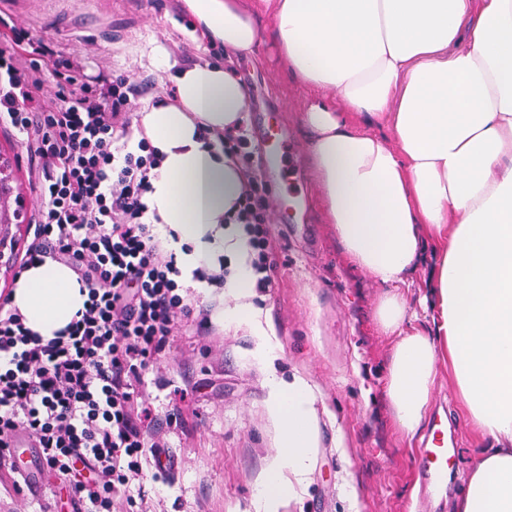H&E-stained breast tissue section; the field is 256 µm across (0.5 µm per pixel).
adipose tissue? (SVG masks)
<instances>
[{"mask_svg":"<svg viewBox=\"0 0 512 512\" xmlns=\"http://www.w3.org/2000/svg\"><path fill=\"white\" fill-rule=\"evenodd\" d=\"M185 3L207 41L236 54H253L257 20L270 18L282 64L316 92L300 120L328 220L346 256L386 289L376 316L398 336L386 377L394 420L414 437L448 367L470 424L491 441L456 512H512V0ZM151 59L174 71L177 100L132 128V142L149 139L162 158L145 220L191 245L177 255L185 270L227 252L230 287H247V237L231 221L246 176L222 140L249 111V88L221 65H179L162 43ZM429 246L439 254L431 334L406 328L402 292ZM85 299L74 270L48 259L20 274L11 305L48 339ZM269 409L281 434L261 512H276L288 493L281 471L306 473L316 446L303 384L272 381Z\"/></svg>","mask_w":512,"mask_h":512,"instance_id":"ef3b65f1","label":"adipose tissue"}]
</instances>
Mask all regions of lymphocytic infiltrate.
<instances>
[{
	"instance_id": "f902f5d3",
	"label": "lymphocytic infiltrate",
	"mask_w": 512,
	"mask_h": 512,
	"mask_svg": "<svg viewBox=\"0 0 512 512\" xmlns=\"http://www.w3.org/2000/svg\"><path fill=\"white\" fill-rule=\"evenodd\" d=\"M45 68L53 77L47 99ZM140 97L138 82L88 75L44 37L0 17V125L37 171L38 206L18 267L68 264L87 293L48 340L0 293V483L16 486L9 454L23 437L88 512H115L148 467H161L143 374L179 326L208 327L188 301L174 249L144 220L158 152L145 138L136 151L121 147ZM250 146L242 133L224 141L247 173L234 221L249 237L253 286L267 292L277 285L270 202Z\"/></svg>"
}]
</instances>
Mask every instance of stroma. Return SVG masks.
<instances>
[{"label": "stroma", "instance_id": "1", "mask_svg": "<svg viewBox=\"0 0 512 512\" xmlns=\"http://www.w3.org/2000/svg\"><path fill=\"white\" fill-rule=\"evenodd\" d=\"M11 16L71 54L91 73L138 78L146 101L166 98L170 77L152 65V42L165 43L184 65L226 64L247 81L252 107L243 128L284 129L285 177L267 182L273 201L270 261L278 277L268 292L194 288L190 300L210 311L207 335L178 331L144 380L175 471L131 487L129 512H257L256 491L274 461L280 431L269 411L270 382L307 386L317 428L309 469L283 470L290 491L278 512H453L474 457L488 442L468 422L447 371H440L431 410H445L455 439V469L445 499L419 490L410 461L425 435L407 438L385 389L396 342L376 321L383 287L355 268L319 202L299 122L315 92L283 66L274 41L256 55L230 56L202 40L182 0H0ZM436 263L425 252L403 288L415 326L432 327L426 304ZM252 303L251 322L228 310ZM189 407L169 413L179 399ZM0 512H72L67 494L0 497Z\"/></svg>", "mask_w": 512, "mask_h": 512}]
</instances>
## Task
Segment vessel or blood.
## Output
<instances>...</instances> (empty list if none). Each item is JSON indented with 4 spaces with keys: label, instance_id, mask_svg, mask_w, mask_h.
I'll list each match as a JSON object with an SVG mask.
<instances>
[{
    "label": "vessel or blood",
    "instance_id": "vessel-or-blood-1",
    "mask_svg": "<svg viewBox=\"0 0 512 512\" xmlns=\"http://www.w3.org/2000/svg\"><path fill=\"white\" fill-rule=\"evenodd\" d=\"M10 463L21 478V485L30 494H41L45 489V472L35 460L31 448H14L10 451ZM452 464L448 448V428L441 415H434L431 428L422 448L413 458V468L420 480L423 492L430 496L443 494L446 478Z\"/></svg>",
    "mask_w": 512,
    "mask_h": 512
}]
</instances>
